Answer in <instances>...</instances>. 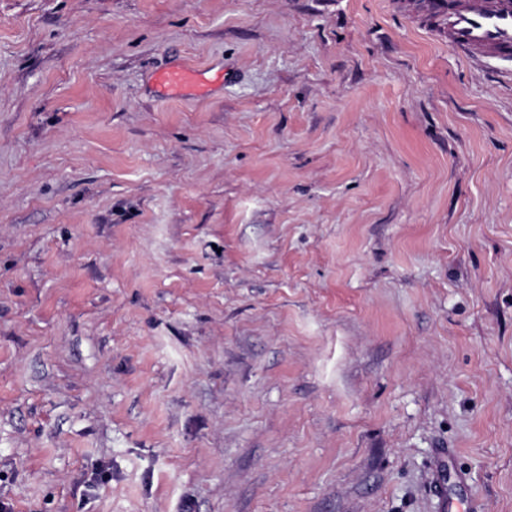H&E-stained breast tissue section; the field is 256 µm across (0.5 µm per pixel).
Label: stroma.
Listing matches in <instances>:
<instances>
[{
    "instance_id": "1",
    "label": "stroma",
    "mask_w": 512,
    "mask_h": 512,
    "mask_svg": "<svg viewBox=\"0 0 512 512\" xmlns=\"http://www.w3.org/2000/svg\"><path fill=\"white\" fill-rule=\"evenodd\" d=\"M451 494L512 512V79L400 0H0V501ZM197 76V73L189 69H172L159 74L157 81L165 88L176 93L185 86L195 83Z\"/></svg>"
}]
</instances>
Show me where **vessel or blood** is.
I'll return each mask as SVG.
<instances>
[{
    "label": "vessel or blood",
    "mask_w": 512,
    "mask_h": 512,
    "mask_svg": "<svg viewBox=\"0 0 512 512\" xmlns=\"http://www.w3.org/2000/svg\"><path fill=\"white\" fill-rule=\"evenodd\" d=\"M425 22L448 36L459 54L474 62H512V0H438ZM165 88L177 92L193 84L197 75L189 69H172L157 77Z\"/></svg>",
    "instance_id": "obj_1"
}]
</instances>
